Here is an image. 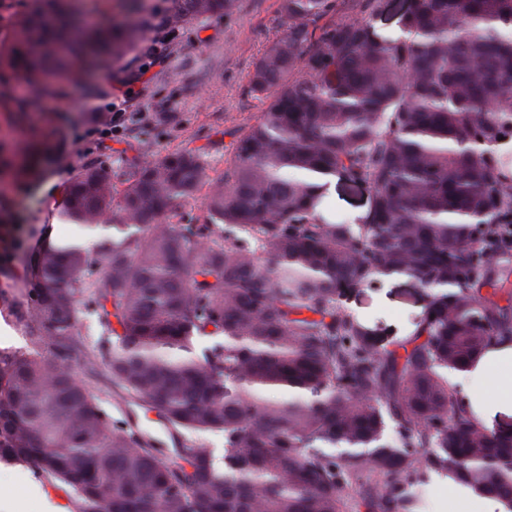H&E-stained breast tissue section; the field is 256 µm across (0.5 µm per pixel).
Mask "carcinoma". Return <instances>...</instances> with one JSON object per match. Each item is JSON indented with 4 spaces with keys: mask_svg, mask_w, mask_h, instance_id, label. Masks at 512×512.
<instances>
[{
    "mask_svg": "<svg viewBox=\"0 0 512 512\" xmlns=\"http://www.w3.org/2000/svg\"><path fill=\"white\" fill-rule=\"evenodd\" d=\"M238 0H169L140 27L233 15ZM286 24L254 63L263 102L200 224L168 222L206 155L125 158L72 181L61 213L106 218L96 270L46 246L14 305L23 352H0V464L65 490L73 512H424L439 477L512 512V432L475 421L448 381L512 341V0H280ZM70 0H27L0 50V86L99 67L137 30L67 22ZM366 186L352 224L322 214L333 178ZM398 273L433 294L389 343L348 294ZM94 309L110 333L77 328ZM104 364L174 438L163 458L110 419L68 366ZM280 392L282 398H266ZM384 11L381 16L376 18V24L381 29L388 32H395L398 30V20L402 9L405 5V0H383Z\"/></svg>",
    "mask_w": 512,
    "mask_h": 512,
    "instance_id": "1",
    "label": "carcinoma"
}]
</instances>
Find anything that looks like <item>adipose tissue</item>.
Instances as JSON below:
<instances>
[{"mask_svg": "<svg viewBox=\"0 0 512 512\" xmlns=\"http://www.w3.org/2000/svg\"><path fill=\"white\" fill-rule=\"evenodd\" d=\"M465 397L477 406L480 419L512 409V343L490 347L471 369Z\"/></svg>", "mask_w": 512, "mask_h": 512, "instance_id": "obj_1", "label": "adipose tissue"}]
</instances>
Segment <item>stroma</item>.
I'll return each mask as SVG.
<instances>
[{
  "mask_svg": "<svg viewBox=\"0 0 512 512\" xmlns=\"http://www.w3.org/2000/svg\"><path fill=\"white\" fill-rule=\"evenodd\" d=\"M279 0H239L233 17L215 16L174 32L147 29L133 52L104 71L76 68L56 82L54 108L19 111L32 94L23 81L0 88V225L16 227L18 246L0 250V351H23L26 332L9 309L13 293L30 287L33 261L51 240L81 238L89 253L106 228L80 233L60 220L62 199L87 165L110 158L116 189H123L126 151L154 158L183 149H203L205 185L186 200L171 223L202 213L207 188L224 174L237 137L259 117L263 105L247 93L249 74L268 40L283 32ZM98 95H90L89 84ZM330 215L352 222L365 212L369 192L332 182L324 198ZM430 292L397 274L375 288L352 293L346 307L387 338L409 336L424 314ZM102 408L115 420H129L163 453L173 446L157 411L102 394ZM0 512H72L68 494L22 466H0Z\"/></svg>",
  "mask_w": 512,
  "mask_h": 512,
  "instance_id": "35a3bbf8",
  "label": "stroma"
}]
</instances>
